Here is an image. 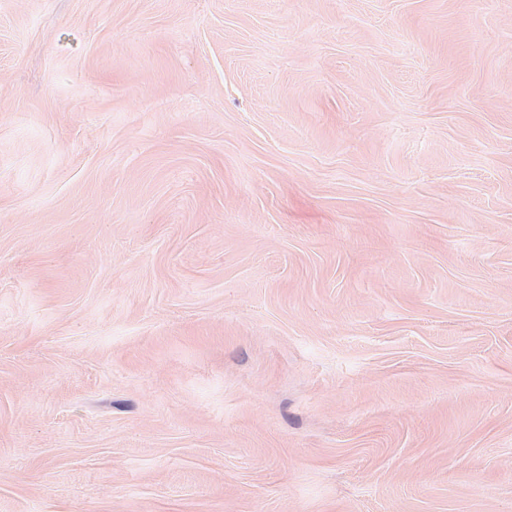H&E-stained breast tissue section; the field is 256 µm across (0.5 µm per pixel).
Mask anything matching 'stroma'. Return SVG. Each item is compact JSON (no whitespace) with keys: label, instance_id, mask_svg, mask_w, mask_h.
Returning <instances> with one entry per match:
<instances>
[{"label":"stroma","instance_id":"obj_1","mask_svg":"<svg viewBox=\"0 0 512 512\" xmlns=\"http://www.w3.org/2000/svg\"><path fill=\"white\" fill-rule=\"evenodd\" d=\"M0 512H512V0H0Z\"/></svg>","mask_w":512,"mask_h":512}]
</instances>
